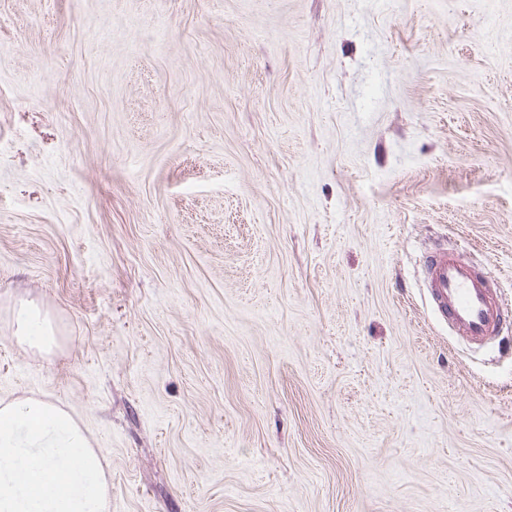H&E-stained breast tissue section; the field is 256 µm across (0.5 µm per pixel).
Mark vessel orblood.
I'll list each match as a JSON object with an SVG mask.
<instances>
[{"instance_id":"obj_1","label":"vessel or blood","mask_w":512,"mask_h":512,"mask_svg":"<svg viewBox=\"0 0 512 512\" xmlns=\"http://www.w3.org/2000/svg\"><path fill=\"white\" fill-rule=\"evenodd\" d=\"M430 303L451 330L482 347L512 325V313L485 274L458 252L433 249L422 257Z\"/></svg>"}]
</instances>
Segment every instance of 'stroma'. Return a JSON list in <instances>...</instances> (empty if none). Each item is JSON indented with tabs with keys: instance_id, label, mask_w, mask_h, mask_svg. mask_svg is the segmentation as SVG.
I'll list each match as a JSON object with an SVG mask.
<instances>
[{
	"instance_id": "obj_1",
	"label": "stroma",
	"mask_w": 512,
	"mask_h": 512,
	"mask_svg": "<svg viewBox=\"0 0 512 512\" xmlns=\"http://www.w3.org/2000/svg\"><path fill=\"white\" fill-rule=\"evenodd\" d=\"M439 244L512 305V0H0V403L106 512H512V333L439 322ZM14 337L22 346L49 353L57 345L51 320L32 302L22 303L14 314Z\"/></svg>"
}]
</instances>
